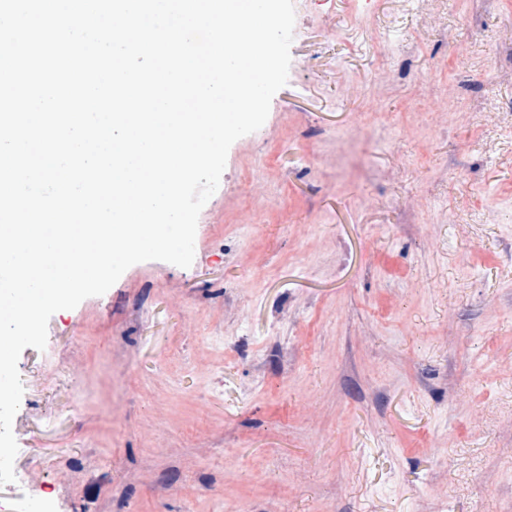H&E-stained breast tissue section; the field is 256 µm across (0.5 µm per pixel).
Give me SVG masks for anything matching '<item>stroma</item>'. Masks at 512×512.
<instances>
[{
	"instance_id": "1",
	"label": "stroma",
	"mask_w": 512,
	"mask_h": 512,
	"mask_svg": "<svg viewBox=\"0 0 512 512\" xmlns=\"http://www.w3.org/2000/svg\"><path fill=\"white\" fill-rule=\"evenodd\" d=\"M475 3L296 15L192 265L131 266L21 353L0 512H512V0Z\"/></svg>"
}]
</instances>
